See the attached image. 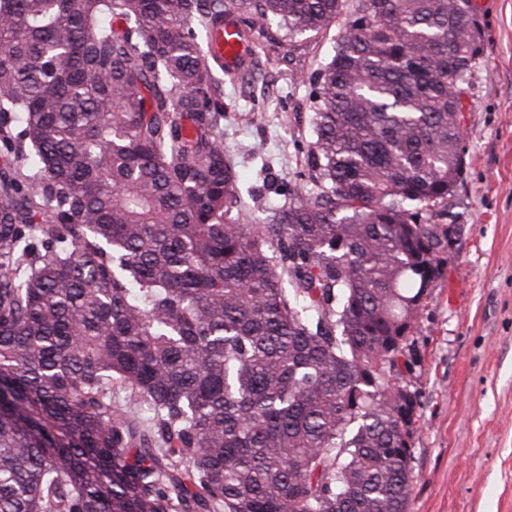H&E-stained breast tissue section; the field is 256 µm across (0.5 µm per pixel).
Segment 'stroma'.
Returning <instances> with one entry per match:
<instances>
[{
    "label": "stroma",
    "mask_w": 512,
    "mask_h": 512,
    "mask_svg": "<svg viewBox=\"0 0 512 512\" xmlns=\"http://www.w3.org/2000/svg\"><path fill=\"white\" fill-rule=\"evenodd\" d=\"M475 2L485 53L464 85L466 172L447 217L458 232L400 365L419 403L410 512H512V0ZM337 35L262 44L225 82L224 150L242 188L255 145L279 182L300 171L311 87L299 75L333 56Z\"/></svg>",
    "instance_id": "1"
}]
</instances>
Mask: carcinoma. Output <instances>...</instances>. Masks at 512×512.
<instances>
[{
    "mask_svg": "<svg viewBox=\"0 0 512 512\" xmlns=\"http://www.w3.org/2000/svg\"><path fill=\"white\" fill-rule=\"evenodd\" d=\"M462 2L0 0V512H409ZM339 19L259 223L199 34Z\"/></svg>",
    "mask_w": 512,
    "mask_h": 512,
    "instance_id": "1",
    "label": "carcinoma"
}]
</instances>
